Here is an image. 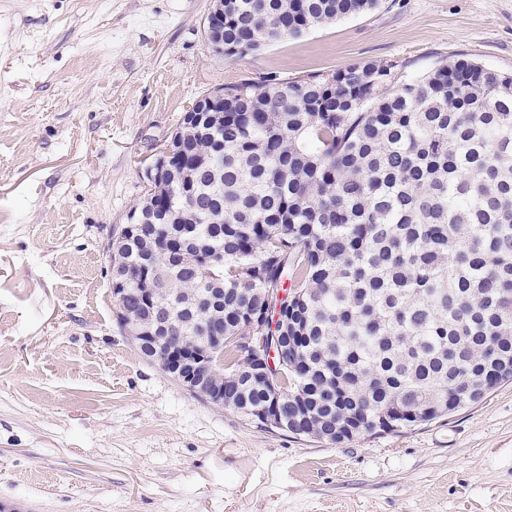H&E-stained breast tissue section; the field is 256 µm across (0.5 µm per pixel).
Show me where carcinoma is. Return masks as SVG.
Here are the masks:
<instances>
[{"instance_id":"obj_1","label":"carcinoma","mask_w":512,"mask_h":512,"mask_svg":"<svg viewBox=\"0 0 512 512\" xmlns=\"http://www.w3.org/2000/svg\"><path fill=\"white\" fill-rule=\"evenodd\" d=\"M382 0H224L227 57L372 12ZM224 120L172 134L186 153L146 191L112 267L155 291L171 335L224 337V401L276 395L306 437L381 434L443 417L512 357V75L464 58L416 75L370 61L222 87ZM224 289V321L190 313ZM275 288L271 295L268 289ZM283 297H278V292ZM296 317L269 383L235 337Z\"/></svg>"}]
</instances>
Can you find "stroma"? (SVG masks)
<instances>
[{"label":"stroma","mask_w":512,"mask_h":512,"mask_svg":"<svg viewBox=\"0 0 512 512\" xmlns=\"http://www.w3.org/2000/svg\"><path fill=\"white\" fill-rule=\"evenodd\" d=\"M209 4L0 0V512H512V382L339 445L260 428L139 356L107 253L200 94L370 60L512 74V0H384L237 60ZM174 151L166 141L161 144L152 155L150 161L146 164L145 174L150 179L162 177L170 168L172 161L176 160Z\"/></svg>","instance_id":"obj_1"}]
</instances>
